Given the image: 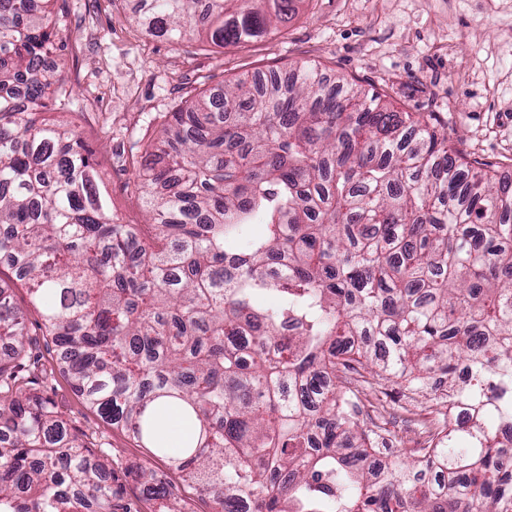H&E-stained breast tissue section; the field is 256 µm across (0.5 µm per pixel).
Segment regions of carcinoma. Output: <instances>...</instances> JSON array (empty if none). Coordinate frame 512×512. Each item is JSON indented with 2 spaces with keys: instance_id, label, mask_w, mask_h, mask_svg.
<instances>
[{
  "instance_id": "1",
  "label": "carcinoma",
  "mask_w": 512,
  "mask_h": 512,
  "mask_svg": "<svg viewBox=\"0 0 512 512\" xmlns=\"http://www.w3.org/2000/svg\"><path fill=\"white\" fill-rule=\"evenodd\" d=\"M52 0H0V261L86 403L215 512H512V179L343 78L298 65L172 113L112 211L89 145L45 118ZM293 0H142L146 32L224 47ZM0 280V512H131L112 469L25 383ZM366 370L457 405L415 459L360 425ZM191 430L168 455L160 410ZM150 499L167 500L145 471Z\"/></svg>"
}]
</instances>
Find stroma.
Segmentation results:
<instances>
[{
	"label": "stroma",
	"mask_w": 512,
	"mask_h": 512,
	"mask_svg": "<svg viewBox=\"0 0 512 512\" xmlns=\"http://www.w3.org/2000/svg\"><path fill=\"white\" fill-rule=\"evenodd\" d=\"M138 0H54L61 29L53 60L73 88L67 111L50 116L96 151L102 181L125 221L145 216L127 185L136 180L147 143L170 112L205 90L243 74H265L309 62L379 94L400 112L433 113L472 158L512 176V0H297L276 33L224 48L198 49L147 35ZM0 263L13 303L27 313L26 352L38 357L32 390L112 470V487L138 512H158L137 474L144 467L172 493L176 512H214L201 492L165 457L104 421L47 352L48 339L30 295ZM361 419L395 434L393 454L411 456L406 407L426 416L429 398L407 399L395 382L372 379Z\"/></svg>",
	"instance_id": "stroma-1"
}]
</instances>
